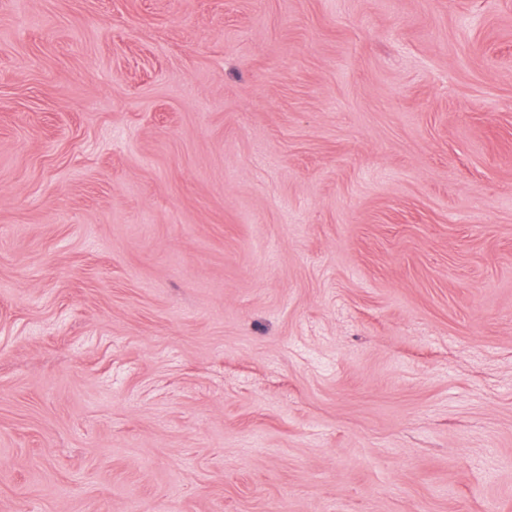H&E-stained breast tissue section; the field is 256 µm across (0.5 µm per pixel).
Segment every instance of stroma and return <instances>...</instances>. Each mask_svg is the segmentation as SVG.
<instances>
[{
  "mask_svg": "<svg viewBox=\"0 0 512 512\" xmlns=\"http://www.w3.org/2000/svg\"><path fill=\"white\" fill-rule=\"evenodd\" d=\"M0 512H512V0H0Z\"/></svg>",
  "mask_w": 512,
  "mask_h": 512,
  "instance_id": "1",
  "label": "stroma"
}]
</instances>
